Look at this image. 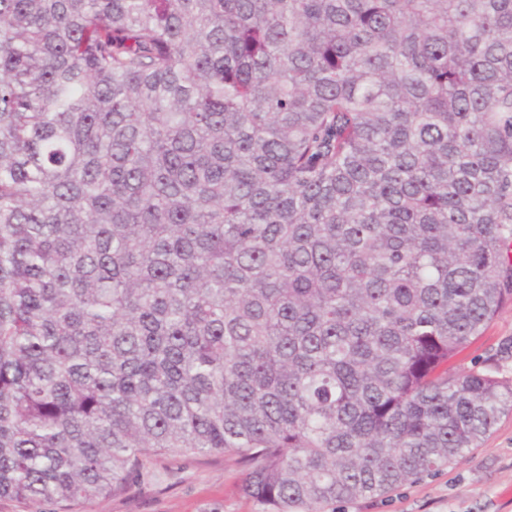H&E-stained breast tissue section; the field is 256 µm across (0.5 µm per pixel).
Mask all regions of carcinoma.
<instances>
[{"label":"carcinoma","instance_id":"carcinoma-1","mask_svg":"<svg viewBox=\"0 0 512 512\" xmlns=\"http://www.w3.org/2000/svg\"><path fill=\"white\" fill-rule=\"evenodd\" d=\"M511 301L512 0H0V499L383 495L512 411L448 368ZM248 467L235 457L150 456L121 495L100 498L87 512H269L245 496Z\"/></svg>","mask_w":512,"mask_h":512}]
</instances>
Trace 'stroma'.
Listing matches in <instances>:
<instances>
[{"instance_id": "1", "label": "stroma", "mask_w": 512, "mask_h": 512, "mask_svg": "<svg viewBox=\"0 0 512 512\" xmlns=\"http://www.w3.org/2000/svg\"><path fill=\"white\" fill-rule=\"evenodd\" d=\"M453 366L490 368L512 380V302ZM247 474L233 457L151 456L126 492L96 500L88 512H269L242 493ZM323 512H512V413L501 416L479 448L442 472L380 497L324 505Z\"/></svg>"}]
</instances>
